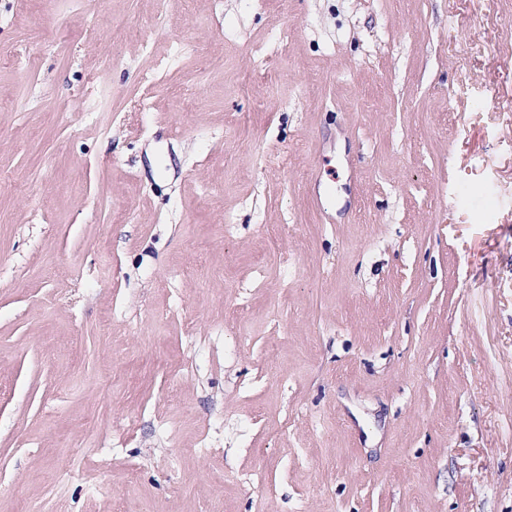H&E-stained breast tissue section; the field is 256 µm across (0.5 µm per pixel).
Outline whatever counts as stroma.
Here are the masks:
<instances>
[{
    "instance_id": "35a3bbf8",
    "label": "stroma",
    "mask_w": 512,
    "mask_h": 512,
    "mask_svg": "<svg viewBox=\"0 0 512 512\" xmlns=\"http://www.w3.org/2000/svg\"><path fill=\"white\" fill-rule=\"evenodd\" d=\"M0 512H512V0H0Z\"/></svg>"
}]
</instances>
